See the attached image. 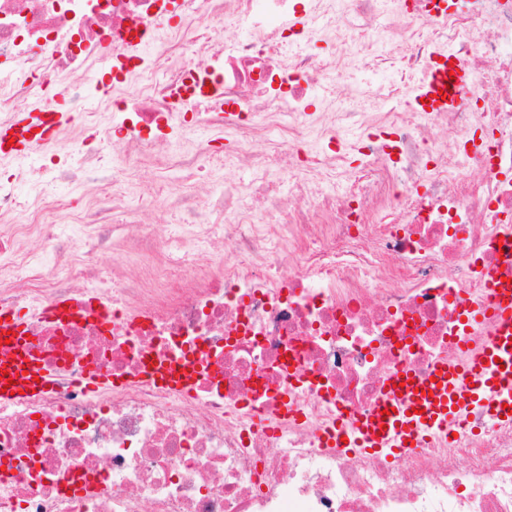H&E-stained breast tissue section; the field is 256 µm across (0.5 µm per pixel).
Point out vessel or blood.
<instances>
[{"instance_id": "1", "label": "vessel or blood", "mask_w": 512, "mask_h": 512, "mask_svg": "<svg viewBox=\"0 0 512 512\" xmlns=\"http://www.w3.org/2000/svg\"><path fill=\"white\" fill-rule=\"evenodd\" d=\"M489 298L500 320L481 351L465 366L442 364L425 379L404 373L395 412L354 424L365 448L401 445L429 428L447 430L476 407L492 406L500 416L512 406V283H501Z\"/></svg>"}]
</instances>
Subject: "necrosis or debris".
Masks as SVG:
<instances>
[{"instance_id":"necrosis-or-debris-1","label":"necrosis or debris","mask_w":512,"mask_h":512,"mask_svg":"<svg viewBox=\"0 0 512 512\" xmlns=\"http://www.w3.org/2000/svg\"><path fill=\"white\" fill-rule=\"evenodd\" d=\"M1 59L0 123L54 125L55 80L71 119L0 178V512H512L490 411L391 457L332 436L497 325L512 0H0Z\"/></svg>"}]
</instances>
